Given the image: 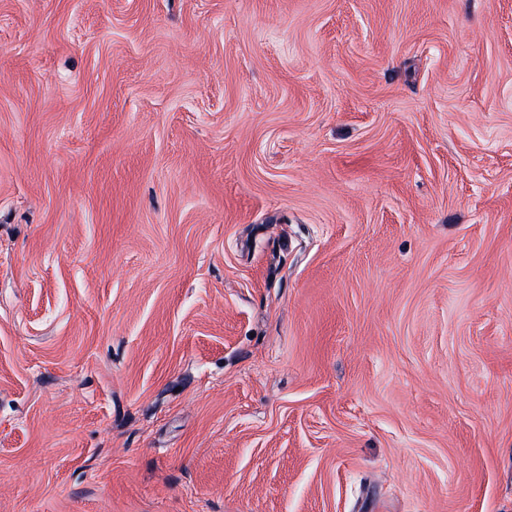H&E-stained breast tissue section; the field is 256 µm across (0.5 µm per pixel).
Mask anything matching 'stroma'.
<instances>
[{
	"instance_id": "1",
	"label": "stroma",
	"mask_w": 512,
	"mask_h": 512,
	"mask_svg": "<svg viewBox=\"0 0 512 512\" xmlns=\"http://www.w3.org/2000/svg\"><path fill=\"white\" fill-rule=\"evenodd\" d=\"M0 512H512V0H0Z\"/></svg>"
}]
</instances>
